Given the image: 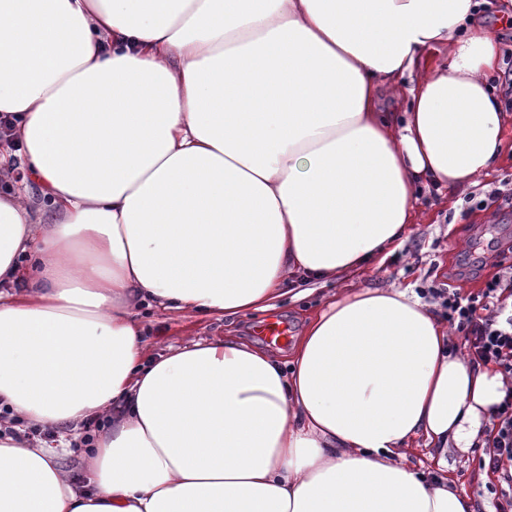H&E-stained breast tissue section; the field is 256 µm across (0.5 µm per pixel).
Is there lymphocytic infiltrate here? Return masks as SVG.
I'll use <instances>...</instances> for the list:
<instances>
[{
    "instance_id": "obj_1",
    "label": "lymphocytic infiltrate",
    "mask_w": 512,
    "mask_h": 512,
    "mask_svg": "<svg viewBox=\"0 0 512 512\" xmlns=\"http://www.w3.org/2000/svg\"><path fill=\"white\" fill-rule=\"evenodd\" d=\"M442 305L472 363L496 367L507 383L479 465L506 487L496 512H512V275L498 271L477 291L449 292Z\"/></svg>"
}]
</instances>
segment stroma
Returning a JSON list of instances; mask_svg holds the SVG:
<instances>
[{"instance_id": "stroma-1", "label": "stroma", "mask_w": 512, "mask_h": 512, "mask_svg": "<svg viewBox=\"0 0 512 512\" xmlns=\"http://www.w3.org/2000/svg\"><path fill=\"white\" fill-rule=\"evenodd\" d=\"M488 12L501 39L497 92L506 102L507 118L503 128L505 148L494 172L476 187L449 193L447 198L423 195L419 203L420 222L414 225L401 251L392 255L383 267L368 272L363 283L370 288H463L477 290L479 281L459 275L456 263L474 239H481L484 249L512 241V207L500 209L489 205L476 208L474 196L488 197L512 183V0H490ZM338 288L337 282L317 284L307 298H285L271 312H253L236 318L208 317L197 319L155 309H142L144 325L151 340V354L166 352L189 338L210 339L235 336L261 344L276 355L289 357L292 343L327 297ZM282 322L287 334L279 341L266 339L261 328L269 319ZM448 468L472 495L476 512H494V496L487 490L490 477L478 467L477 453L448 450Z\"/></svg>"}]
</instances>
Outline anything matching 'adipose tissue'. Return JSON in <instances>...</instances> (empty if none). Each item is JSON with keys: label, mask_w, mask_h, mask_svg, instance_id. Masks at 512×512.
<instances>
[{"label": "adipose tissue", "mask_w": 512, "mask_h": 512, "mask_svg": "<svg viewBox=\"0 0 512 512\" xmlns=\"http://www.w3.org/2000/svg\"><path fill=\"white\" fill-rule=\"evenodd\" d=\"M479 0H0V408L102 420L81 463L0 430V512H474L448 448L503 377L406 288H365L420 184L503 151ZM444 45L445 62H425ZM337 279L289 359L232 336L149 360L134 309L235 317ZM432 465L410 464L416 437Z\"/></svg>", "instance_id": "ef3b65f1"}]
</instances>
